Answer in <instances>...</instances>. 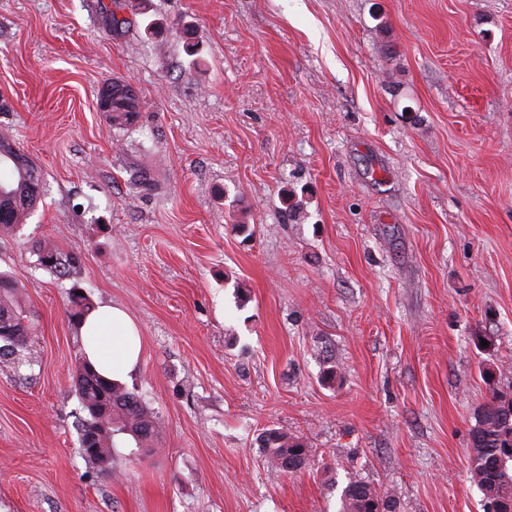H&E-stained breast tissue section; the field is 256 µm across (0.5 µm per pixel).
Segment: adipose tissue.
<instances>
[{"mask_svg":"<svg viewBox=\"0 0 512 512\" xmlns=\"http://www.w3.org/2000/svg\"><path fill=\"white\" fill-rule=\"evenodd\" d=\"M79 331L85 359L103 378L120 383L136 370L141 357L139 328L124 309L99 306L83 317Z\"/></svg>","mask_w":512,"mask_h":512,"instance_id":"adipose-tissue-1","label":"adipose tissue"}]
</instances>
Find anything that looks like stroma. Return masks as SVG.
Masks as SVG:
<instances>
[{"label":"stroma","mask_w":512,"mask_h":512,"mask_svg":"<svg viewBox=\"0 0 512 512\" xmlns=\"http://www.w3.org/2000/svg\"><path fill=\"white\" fill-rule=\"evenodd\" d=\"M0 0V132L44 196L0 270V512H484L469 434L512 395V0ZM192 31L184 40L183 28ZM137 91L115 129L104 80ZM149 170L151 191L130 181ZM53 241L78 276L39 266ZM123 307L152 450L84 460L71 289ZM334 381H325L328 369ZM276 427L307 466H267ZM18 288L12 275L0 272V360L17 367L34 361L29 342L32 326L15 305ZM390 499L363 481H351L342 494L341 512H392Z\"/></svg>","instance_id":"obj_1"}]
</instances>
